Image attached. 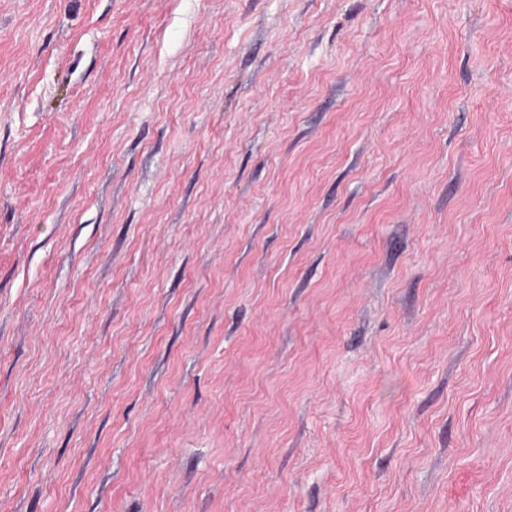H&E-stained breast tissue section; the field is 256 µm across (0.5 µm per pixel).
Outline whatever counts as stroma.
<instances>
[{
  "instance_id": "1",
  "label": "stroma",
  "mask_w": 512,
  "mask_h": 512,
  "mask_svg": "<svg viewBox=\"0 0 512 512\" xmlns=\"http://www.w3.org/2000/svg\"><path fill=\"white\" fill-rule=\"evenodd\" d=\"M0 512H512V0H0Z\"/></svg>"
}]
</instances>
